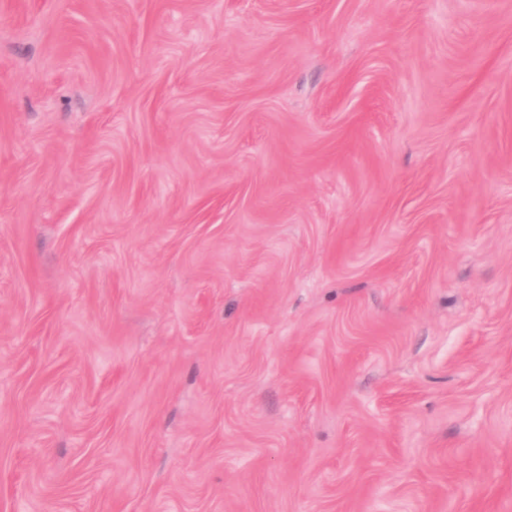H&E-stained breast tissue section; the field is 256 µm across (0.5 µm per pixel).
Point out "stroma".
I'll use <instances>...</instances> for the list:
<instances>
[{
    "mask_svg": "<svg viewBox=\"0 0 512 512\" xmlns=\"http://www.w3.org/2000/svg\"><path fill=\"white\" fill-rule=\"evenodd\" d=\"M0 512H512V0H0Z\"/></svg>",
    "mask_w": 512,
    "mask_h": 512,
    "instance_id": "35a3bbf8",
    "label": "stroma"
}]
</instances>
